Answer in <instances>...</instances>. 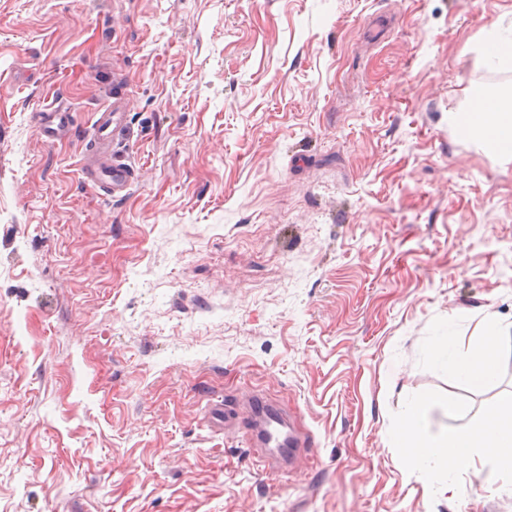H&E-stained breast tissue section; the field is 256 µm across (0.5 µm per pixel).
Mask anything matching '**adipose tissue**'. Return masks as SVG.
I'll list each match as a JSON object with an SVG mask.
<instances>
[{"instance_id": "1", "label": "adipose tissue", "mask_w": 512, "mask_h": 512, "mask_svg": "<svg viewBox=\"0 0 512 512\" xmlns=\"http://www.w3.org/2000/svg\"><path fill=\"white\" fill-rule=\"evenodd\" d=\"M458 131L477 140L488 152L512 157V92L505 95L477 94L469 105L452 113ZM512 334V326L491 318L467 353H459L454 337H436L431 347L433 360L464 383L482 387L497 376L500 342ZM428 400L407 404L395 446L409 470L453 479L474 468L478 457L492 463L487 480L504 474L512 477V393L503 395L496 406L483 410L470 424L434 438L426 431Z\"/></svg>"}]
</instances>
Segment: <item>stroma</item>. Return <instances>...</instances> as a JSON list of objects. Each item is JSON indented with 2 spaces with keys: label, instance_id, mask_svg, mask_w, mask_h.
Masks as SVG:
<instances>
[{
  "label": "stroma",
  "instance_id": "35a3bbf8",
  "mask_svg": "<svg viewBox=\"0 0 512 512\" xmlns=\"http://www.w3.org/2000/svg\"><path fill=\"white\" fill-rule=\"evenodd\" d=\"M496 22L512 0H0V512H512L394 448L413 400L453 399L440 437L512 391V335L487 389L428 353L512 321V160L448 123L512 86ZM113 103L117 198L80 173ZM250 391L295 467L260 466ZM483 40L486 48L487 60L494 63L512 64V38L505 36L503 30L492 24L483 30ZM38 134L48 143L53 142L62 128L70 123L69 113L57 107H50L38 112L34 117ZM254 397L262 403V409L258 416L262 418L263 428L257 434L258 445L267 447L271 442L275 441L277 445L280 444L287 448L288 460L299 457L301 449L306 447V440L300 439L288 429V433L280 441L279 427L283 426V417L280 409L273 403L265 400L262 395H255Z\"/></svg>",
  "mask_w": 512,
  "mask_h": 512
}]
</instances>
